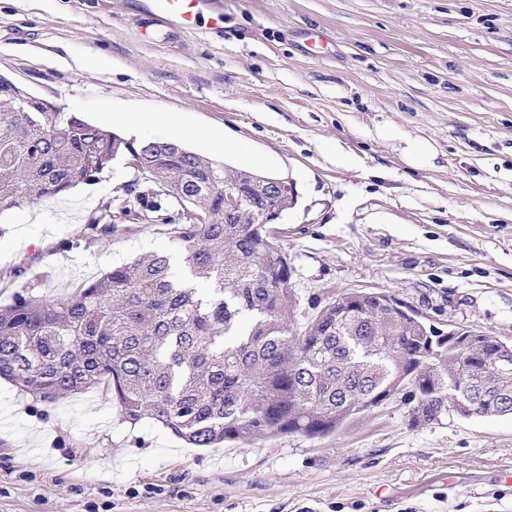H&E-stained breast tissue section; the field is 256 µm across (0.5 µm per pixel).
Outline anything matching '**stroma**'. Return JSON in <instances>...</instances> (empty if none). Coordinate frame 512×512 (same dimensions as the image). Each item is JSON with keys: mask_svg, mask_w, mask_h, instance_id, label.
Instances as JSON below:
<instances>
[{"mask_svg": "<svg viewBox=\"0 0 512 512\" xmlns=\"http://www.w3.org/2000/svg\"><path fill=\"white\" fill-rule=\"evenodd\" d=\"M223 2V31L146 39L136 0H0V74L125 138L289 178L297 323L367 290L440 333L512 342V0ZM148 189L120 155L96 183L0 209V304L150 253L185 273L157 219L88 228ZM509 474L512 415L415 424L394 401L323 438L189 448L101 391L48 405L0 380V512H512Z\"/></svg>", "mask_w": 512, "mask_h": 512, "instance_id": "35a3bbf8", "label": "stroma"}]
</instances>
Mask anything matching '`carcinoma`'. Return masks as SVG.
Wrapping results in <instances>:
<instances>
[{
  "label": "carcinoma",
  "mask_w": 512,
  "mask_h": 512,
  "mask_svg": "<svg viewBox=\"0 0 512 512\" xmlns=\"http://www.w3.org/2000/svg\"><path fill=\"white\" fill-rule=\"evenodd\" d=\"M165 184H152V209L178 241L188 275L167 255L116 266L58 299L17 294L0 309V379L43 403L99 389L136 424L152 419L194 448H221L299 434L336 432L367 412L381 392L416 407L448 390L460 365L471 383L459 393L472 414L488 398L512 415V363L483 359L506 342L482 331L475 352L453 341L424 355L441 335L413 310L394 309L374 292L351 291L300 327L289 287L288 256L262 220L295 197L276 196L265 177L211 161L169 141L131 142L68 112H0V208L33 202L93 182L112 151L126 149ZM245 194L224 219L222 191ZM89 229H117L104 207ZM203 281L208 290L197 287Z\"/></svg>",
  "instance_id": "carcinoma-1"
}]
</instances>
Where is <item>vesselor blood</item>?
I'll list each match as a JSON object with an SVG mask.
<instances>
[{
  "label": "vessel or blood",
  "instance_id": "1",
  "mask_svg": "<svg viewBox=\"0 0 512 512\" xmlns=\"http://www.w3.org/2000/svg\"><path fill=\"white\" fill-rule=\"evenodd\" d=\"M143 27L162 24L180 31L193 30L201 19L211 28L224 26V10L216 0H141L138 6Z\"/></svg>",
  "mask_w": 512,
  "mask_h": 512
}]
</instances>
